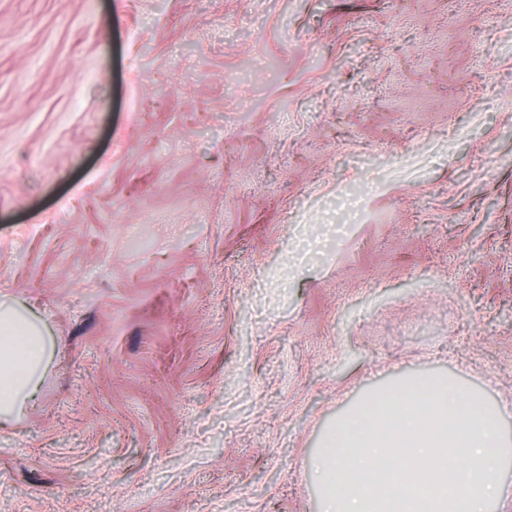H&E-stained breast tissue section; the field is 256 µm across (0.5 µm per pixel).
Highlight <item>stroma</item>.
Returning <instances> with one entry per match:
<instances>
[{
  "mask_svg": "<svg viewBox=\"0 0 512 512\" xmlns=\"http://www.w3.org/2000/svg\"><path fill=\"white\" fill-rule=\"evenodd\" d=\"M0 512H319L370 392L512 401V0H0ZM45 323L15 297H0V422L21 417L54 356Z\"/></svg>",
  "mask_w": 512,
  "mask_h": 512,
  "instance_id": "obj_1",
  "label": "stroma"
}]
</instances>
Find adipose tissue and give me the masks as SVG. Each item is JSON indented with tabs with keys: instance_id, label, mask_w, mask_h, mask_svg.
Here are the masks:
<instances>
[{
	"instance_id": "adipose-tissue-1",
	"label": "adipose tissue",
	"mask_w": 512,
	"mask_h": 512,
	"mask_svg": "<svg viewBox=\"0 0 512 512\" xmlns=\"http://www.w3.org/2000/svg\"><path fill=\"white\" fill-rule=\"evenodd\" d=\"M53 356L44 322L15 297H0V422L21 417Z\"/></svg>"
}]
</instances>
